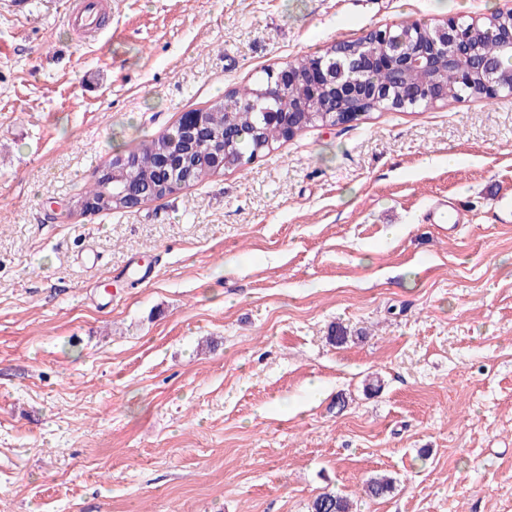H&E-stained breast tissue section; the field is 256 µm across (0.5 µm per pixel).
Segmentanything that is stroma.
I'll use <instances>...</instances> for the list:
<instances>
[{
  "mask_svg": "<svg viewBox=\"0 0 512 512\" xmlns=\"http://www.w3.org/2000/svg\"><path fill=\"white\" fill-rule=\"evenodd\" d=\"M511 4L104 0L95 32L74 0H0V512H309L327 489L352 512H512V94L70 212L262 70ZM437 200L466 224L429 223Z\"/></svg>",
  "mask_w": 512,
  "mask_h": 512,
  "instance_id": "obj_1",
  "label": "stroma"
}]
</instances>
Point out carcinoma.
Wrapping results in <instances>:
<instances>
[{
  "label": "carcinoma",
  "mask_w": 512,
  "mask_h": 512,
  "mask_svg": "<svg viewBox=\"0 0 512 512\" xmlns=\"http://www.w3.org/2000/svg\"><path fill=\"white\" fill-rule=\"evenodd\" d=\"M512 25V14L494 12L473 28H466L474 49L473 61L500 60L499 86H512V55L504 50L499 30ZM433 27L400 25L379 35L367 34L353 45L361 56L371 58L385 52L410 53L424 42ZM325 63L336 61V77L344 80L353 68L340 51L323 54ZM320 57L307 55L288 64L298 86L285 98L274 99L266 88L274 74L243 90L233 89L224 97L192 112L190 125L194 136L186 133L181 123L164 130L135 151L114 156L107 166L97 171L90 189L78 196L75 204L95 212L120 211L140 206L176 193L180 186L168 173L180 169L188 174L186 184L201 183L226 169L249 164L260 154L310 127L323 123H347L370 115L379 109L371 97L333 98L332 88L306 84ZM356 77L373 88L390 91L394 110L428 106L427 99L434 84L447 90L441 103L459 101L480 94L481 73L473 65L462 70H446L434 77L423 69L413 70L404 86L384 68H369ZM392 481L385 477L369 480L366 491L377 499L390 492ZM349 501L332 491L320 492L310 505V512H349Z\"/></svg>",
  "instance_id": "carcinoma-1"
}]
</instances>
